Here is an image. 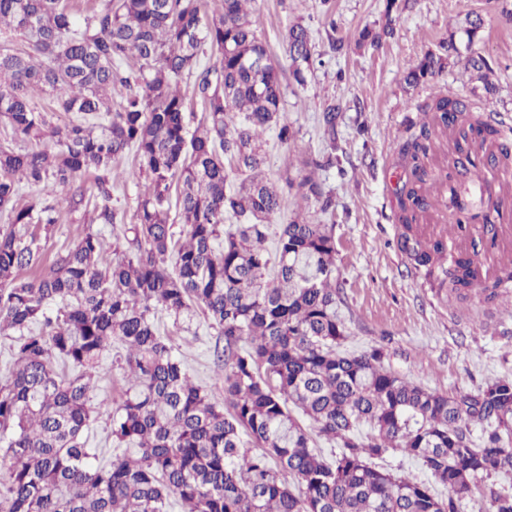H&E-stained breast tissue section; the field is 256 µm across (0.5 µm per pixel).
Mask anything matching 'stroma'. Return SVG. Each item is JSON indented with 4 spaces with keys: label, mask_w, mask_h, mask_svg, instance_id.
Here are the masks:
<instances>
[{
    "label": "stroma",
    "mask_w": 512,
    "mask_h": 512,
    "mask_svg": "<svg viewBox=\"0 0 512 512\" xmlns=\"http://www.w3.org/2000/svg\"><path fill=\"white\" fill-rule=\"evenodd\" d=\"M383 3L255 0L257 35L275 62L289 64L283 36L292 25L305 26L315 46L305 85L283 83L282 109L295 137L284 145L276 130L266 132L263 173L284 185L275 224L287 223L300 212L335 227L336 272L342 281L336 311L347 327L346 349L383 348L387 370L451 396L477 390L494 378H512V306L485 301L477 292L463 301H448L409 264L397 246L401 226L390 204L397 148L412 122L421 118L418 103L439 89L470 99L498 129L512 125V0H408L393 15V37L377 47L358 46L362 28L384 25ZM469 12L484 20L474 49L493 68L494 93H486L452 58L427 83L407 90L409 65L426 53H440L452 27ZM335 40L343 42L342 51L332 50ZM329 104L338 108L331 132L322 122V109ZM329 149L337 165L316 173L334 198L324 213L316 200H301L296 185L308 173L307 161ZM133 166L127 157L112 169V224L97 222L93 201L71 207L70 188H57L51 198L58 216L53 230L44 232L39 224L29 228L45 263L89 230L109 246L123 239L145 190L144 180L131 178ZM159 324L195 382L223 399L224 365L215 356L224 345L219 329L201 313L178 325L164 316ZM122 352L121 344L113 343L99 363L92 399L99 415L84 433L87 447L104 460L117 450L108 414L117 408L125 385L117 363Z\"/></svg>",
    "instance_id": "35a3bbf8"
}]
</instances>
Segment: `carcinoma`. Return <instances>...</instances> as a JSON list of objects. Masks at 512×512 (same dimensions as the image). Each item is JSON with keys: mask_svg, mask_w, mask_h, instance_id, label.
<instances>
[{"mask_svg": "<svg viewBox=\"0 0 512 512\" xmlns=\"http://www.w3.org/2000/svg\"><path fill=\"white\" fill-rule=\"evenodd\" d=\"M252 2L221 0V12L205 19L197 0H101L78 25L67 0H0V120L15 143L54 142L52 150L0 146V211L11 214V228L0 231V335L15 337L14 369L0 380V512H171L177 504L182 512H459L476 494L492 512H512V489L491 481L512 473V380L448 397L387 370L380 348L342 351L332 224L281 225L270 265L266 242L281 196L262 175V135L273 127L286 143L293 131L281 112L282 67L257 37ZM394 7L387 0L385 25L362 29L359 43L375 47L393 35ZM482 27L466 14V48ZM284 42L302 84L313 64L309 31L293 25ZM205 46L217 66L198 74ZM129 59L135 68L121 70ZM441 65L427 53L404 81L416 87ZM465 67L493 89L485 57L470 55ZM193 76L205 112L192 129L179 85ZM115 83L126 93L114 105ZM40 93L51 108L35 102ZM50 111L71 119L55 125ZM418 111L423 121L398 146V246L449 300L476 286L500 299L511 267L492 279L467 255L450 260L448 232L461 225L427 236L417 224L452 186L424 163L443 131L456 128L467 146L474 135L494 143L499 131L441 92ZM128 152L130 176L148 180L130 228L133 255L102 268L105 243L87 232L48 272L20 277L42 264L21 229L58 222L40 199L18 204L20 182L50 195L94 170L96 220L113 224L104 182ZM298 190L325 210L332 204L310 176ZM173 206L178 233L168 222ZM232 219L236 229L224 230ZM197 308L224 336L222 403L194 383L157 326L160 315L177 322ZM114 340L125 348L131 387L110 418L112 437L134 452L98 463L82 435L95 420L96 369ZM291 404L311 428L296 422ZM363 423L373 436L359 434ZM316 435L337 442L335 459L317 453ZM391 449L419 460L448 495L376 467Z\"/></svg>", "mask_w": 512, "mask_h": 512, "instance_id": "carcinoma-1", "label": "carcinoma"}]
</instances>
